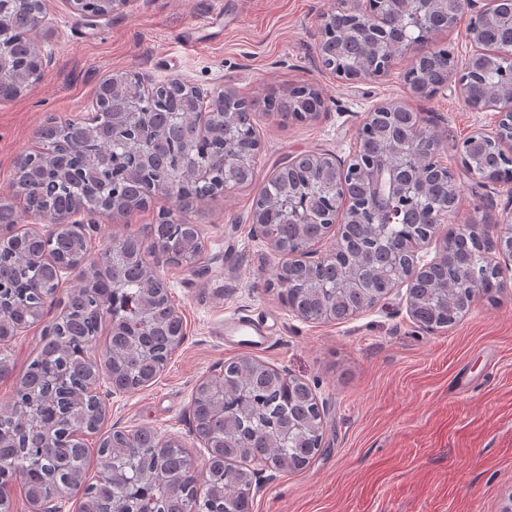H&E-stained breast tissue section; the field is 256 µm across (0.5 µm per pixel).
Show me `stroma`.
Wrapping results in <instances>:
<instances>
[{
  "instance_id": "obj_1",
  "label": "stroma",
  "mask_w": 512,
  "mask_h": 512,
  "mask_svg": "<svg viewBox=\"0 0 512 512\" xmlns=\"http://www.w3.org/2000/svg\"><path fill=\"white\" fill-rule=\"evenodd\" d=\"M339 0H134L91 29L68 0H46L55 59L15 99L0 102V198H11L19 157L39 144L48 117L82 115L100 81L133 70L155 81L178 76L232 88L253 100L262 143L255 181L205 200L188 218L204 249L194 265L160 264L183 317L186 340L149 385L112 395L105 428L149 427L201 457L191 395L199 381L243 355L224 340V321L262 315L271 341L256 359L306 382L324 409L322 447L298 471L256 466L252 512H501L512 498V270L496 300L477 296L455 325L429 330L409 313L406 288L340 321H306L281 297L284 263L251 230L253 201L288 157L327 150L348 157L359 121L376 104L402 101L440 138V153L463 185L454 227L512 225V183H480L457 147L492 129L496 111L467 107L454 85L430 97L407 89L401 69L375 82L325 73L313 33ZM315 85L328 109L311 123L263 111L267 98ZM171 201L101 220L99 254L114 239L146 235ZM42 345L33 325L0 352L14 364L0 404Z\"/></svg>"
}]
</instances>
